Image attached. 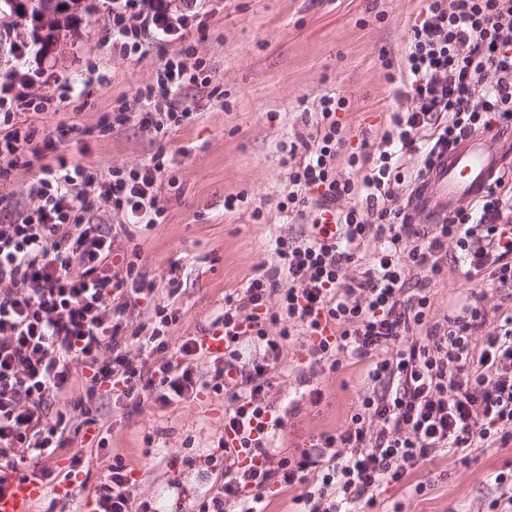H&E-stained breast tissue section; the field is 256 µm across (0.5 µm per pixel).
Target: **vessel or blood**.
<instances>
[{
    "mask_svg": "<svg viewBox=\"0 0 512 512\" xmlns=\"http://www.w3.org/2000/svg\"><path fill=\"white\" fill-rule=\"evenodd\" d=\"M510 160L512 137L494 132L470 134L437 160L411 207L431 218H445L483 196L498 170ZM44 495L40 481L10 477L0 484V512H34Z\"/></svg>",
    "mask_w": 512,
    "mask_h": 512,
    "instance_id": "obj_1",
    "label": "vessel or blood"
}]
</instances>
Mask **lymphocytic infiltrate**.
Here are the masks:
<instances>
[{"label":"lymphocytic infiltrate","mask_w":512,"mask_h":512,"mask_svg":"<svg viewBox=\"0 0 512 512\" xmlns=\"http://www.w3.org/2000/svg\"><path fill=\"white\" fill-rule=\"evenodd\" d=\"M210 14L173 7L172 0H112L107 28L112 46L127 57L163 42L174 45L152 83L139 88V123L163 135L189 122L182 103L193 87L222 98L206 60L184 61L191 33L206 34ZM400 72L388 82L410 89L413 108L391 112L376 150L348 157L352 180L335 176L346 131L336 117L346 102L320 99L315 131L303 141L304 159L291 174L288 204L309 206L305 241H278L286 275L280 297L264 277L253 278L241 297L224 298L218 322L226 348L202 380L204 354L197 337L170 348L168 331L177 315L156 306L137 353L122 345L132 304L152 298L153 283L138 269L139 253L118 256L129 225L164 223V188L177 177L164 152L129 170L106 172L68 160L64 138L78 132L102 138L128 122L109 112L97 126L39 133L20 114L59 112L76 91L70 80L52 78L43 61H30L18 44V66L0 82V184L18 170H36L33 204L17 218L0 220V466L22 478L45 472L64 447L70 418L48 415L50 398L81 388L86 400L116 397L133 406L162 408L224 393L225 439L216 452L224 461L222 484L198 512H259L282 488L303 485L304 512H354L362 499L401 482L438 449L467 453L481 442L512 444V316L501 317L480 354L471 339L489 311L480 302L435 322L430 289L448 269V246L463 252L468 275L512 288V175L498 176L485 195L449 215L432 231L420 229L398 195L420 181L445 151L480 128L512 123V0H425L411 24ZM45 93H35V85ZM419 157L417 167L404 159ZM362 195L364 205L341 208L342 197ZM330 213L335 233L323 229ZM373 250L360 276L346 274L365 245ZM279 325L269 335L267 323ZM309 352L329 361L370 360L374 383L347 427L323 434L300 456L269 448L284 420L263 396L280 364L291 332ZM259 350L244 355V337ZM249 371H242V362ZM130 473L113 454L95 487L97 512H153L133 503Z\"/></svg>","instance_id":"obj_1"}]
</instances>
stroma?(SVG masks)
<instances>
[{
	"label": "stroma",
	"instance_id": "obj_1",
	"mask_svg": "<svg viewBox=\"0 0 512 512\" xmlns=\"http://www.w3.org/2000/svg\"><path fill=\"white\" fill-rule=\"evenodd\" d=\"M203 6L213 16L206 37L194 46L223 89V100L189 88L182 99L194 117L166 135L133 120L91 141L88 154H80L76 142L65 145L69 158L105 169L136 167L165 151L180 185L162 194L166 219L153 229L133 230L120 247L140 249L142 271L156 284L153 302L130 309L128 332L150 324L155 305L173 307L179 320L168 339L174 348L210 329L225 295L251 278L265 276L271 288L284 285L276 240H303L312 218L307 210L278 207L299 164L288 149L312 133L321 97L346 101L337 113L349 136L336 160L341 181L354 175L348 164L352 147L364 138L377 146L388 112L415 105L412 96L395 95L383 63L400 66L421 0H204ZM111 7L112 0H79L72 25L50 42L32 37L30 24L19 27V36L55 75L79 85L93 63L109 78L91 96L73 97L59 114L26 113L40 131L53 132L61 123L93 127L104 113L139 111L137 89L153 79L162 56L173 52L170 44L150 46L132 58L114 51L104 26ZM229 197L236 200L231 210L224 207ZM473 294L494 311L472 338L477 352L500 317L512 315V289L484 286L452 262L430 293L431 315L442 320ZM313 387L323 391L320 402L306 396ZM369 389L366 362L336 373L310 355L303 337L288 338L266 395L284 416L277 446L297 455L313 436L344 427ZM225 407L223 394L212 392L167 409L147 403L132 408L112 398L99 402L95 416L110 430L109 448L71 435L48 461L52 476L45 485H57L56 471L75 454L87 458L89 480L76 485L72 498H45L36 512H81L116 451L133 471L136 501H149L159 512H193L195 501L211 495L221 479L220 468L206 456L224 434ZM502 472H512V445L481 444L465 464L440 449L402 482L383 488L361 512H487L492 500L512 499V484L497 479Z\"/></svg>",
	"mask_w": 512,
	"mask_h": 512
}]
</instances>
